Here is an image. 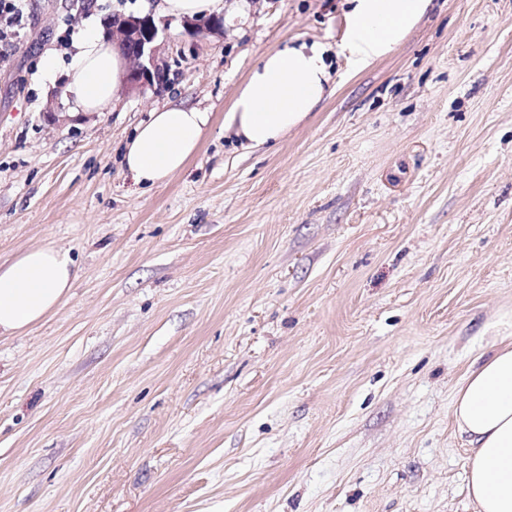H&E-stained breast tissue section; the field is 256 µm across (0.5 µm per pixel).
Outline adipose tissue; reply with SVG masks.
Wrapping results in <instances>:
<instances>
[{
  "mask_svg": "<svg viewBox=\"0 0 512 512\" xmlns=\"http://www.w3.org/2000/svg\"><path fill=\"white\" fill-rule=\"evenodd\" d=\"M339 57L354 71L390 54L427 13L431 0H348ZM118 49L95 31L76 46L67 102L71 112H98L123 82ZM331 64L319 42L284 44L264 54L240 85L224 129L240 145L276 146L328 94ZM210 122L186 105L151 112L124 146L123 161L136 184L154 187L181 171ZM78 278L70 252L53 244L0 263V335H19L62 306ZM453 418L468 448L467 491L476 512H512V339L479 355L455 391Z\"/></svg>",
  "mask_w": 512,
  "mask_h": 512,
  "instance_id": "ef3b65f1",
  "label": "adipose tissue"
}]
</instances>
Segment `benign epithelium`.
<instances>
[{
  "instance_id": "1",
  "label": "benign epithelium",
  "mask_w": 512,
  "mask_h": 512,
  "mask_svg": "<svg viewBox=\"0 0 512 512\" xmlns=\"http://www.w3.org/2000/svg\"><path fill=\"white\" fill-rule=\"evenodd\" d=\"M182 25L193 35L224 33V23L217 18L185 19ZM104 35L118 45L128 62L127 90L143 93L166 74L168 63L159 56V28L152 15L114 14L104 20Z\"/></svg>"
}]
</instances>
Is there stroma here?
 <instances>
[{"label":"stroma","instance_id":"1","mask_svg":"<svg viewBox=\"0 0 512 512\" xmlns=\"http://www.w3.org/2000/svg\"><path fill=\"white\" fill-rule=\"evenodd\" d=\"M162 0H24L0 46V262L52 243L72 295L0 339V512H475L451 414L512 334V0H432L272 150L224 114L256 60L336 47L346 0H224L205 38ZM152 14L166 81L70 113L87 24ZM211 115L146 190L152 110Z\"/></svg>","mask_w":512,"mask_h":512}]
</instances>
